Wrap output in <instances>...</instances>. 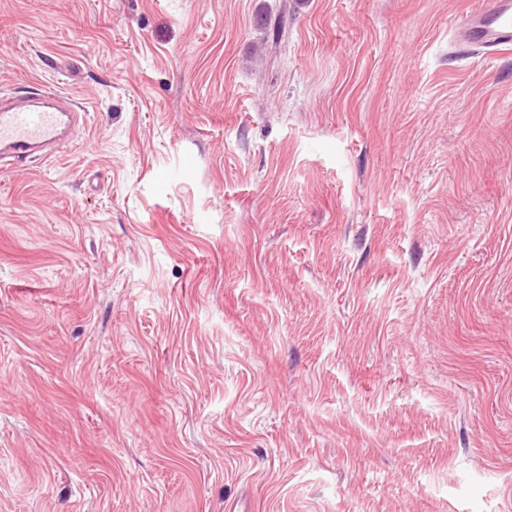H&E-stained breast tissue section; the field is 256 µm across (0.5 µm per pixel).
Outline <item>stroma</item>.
I'll use <instances>...</instances> for the list:
<instances>
[{"label":"stroma","mask_w":512,"mask_h":512,"mask_svg":"<svg viewBox=\"0 0 512 512\" xmlns=\"http://www.w3.org/2000/svg\"><path fill=\"white\" fill-rule=\"evenodd\" d=\"M474 0H0V512H512V46ZM471 10L458 25L464 44L497 51L512 45V1L484 0ZM42 105L28 104L9 98L0 99V167L22 163L37 149L49 155L60 140L67 121L79 119L68 97L41 89Z\"/></svg>","instance_id":"obj_1"}]
</instances>
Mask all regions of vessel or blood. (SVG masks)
<instances>
[{
	"label": "vessel or blood",
	"mask_w": 512,
	"mask_h": 512,
	"mask_svg": "<svg viewBox=\"0 0 512 512\" xmlns=\"http://www.w3.org/2000/svg\"><path fill=\"white\" fill-rule=\"evenodd\" d=\"M460 40L470 46L497 51L512 45V0H482L458 25ZM42 104L0 99V167L21 163L36 150L53 149L66 122L79 113L71 99L42 91Z\"/></svg>",
	"instance_id": "vessel-or-blood-1"
}]
</instances>
